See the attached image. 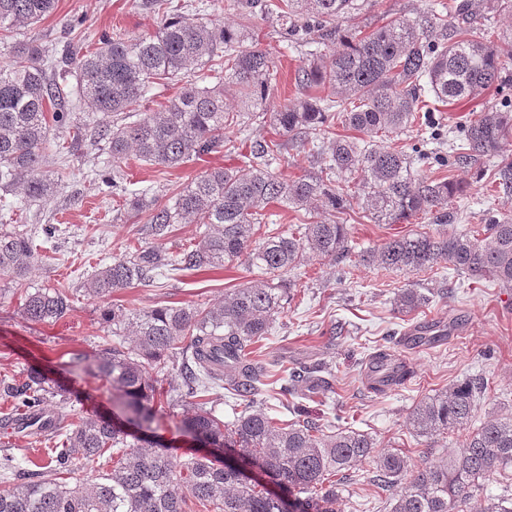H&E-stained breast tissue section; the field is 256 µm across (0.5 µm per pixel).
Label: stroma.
Returning <instances> with one entry per match:
<instances>
[{"mask_svg":"<svg viewBox=\"0 0 512 512\" xmlns=\"http://www.w3.org/2000/svg\"><path fill=\"white\" fill-rule=\"evenodd\" d=\"M436 1L362 0L358 13L342 20L341 27L361 36L406 17L422 25L438 42L445 33L434 17ZM161 15L153 0H58L53 14L15 30L11 38L51 48L64 27L77 19L83 31L92 35L117 25L132 36H148L156 32ZM254 39L274 62L275 78L266 100V109L272 112L298 97L294 76L307 56L303 48L285 46L267 21L258 22ZM424 109L436 127L451 132L488 110L512 112V82L494 84L474 100L450 104L430 101ZM99 155L98 147L88 145L71 157L67 177L50 200L11 212L0 210V231L21 224H58L64 230L57 245H39L28 284L76 289L73 308L55 322H30L23 314L19 292L9 281L0 279V377L8 376L20 384L29 367L41 368L67 391L66 401L52 400L48 410L62 414L68 423L89 414L113 422L118 419L109 388L99 387L95 399L87 400V384L66 371L76 354L93 352L111 339L112 323L104 318L105 310L114 306L131 312L213 304L223 300L229 290L259 276L255 268L236 263L220 270L181 272L152 286L123 289L103 300L80 295L79 287L95 271L141 246L136 234L141 216L118 210L107 188L87 175ZM510 160L512 145L506 146L502 156L478 158L465 169L423 166V174L429 177L468 184L466 194L451 205L458 214L451 231L478 234L489 217L512 218V191L503 190L494 180L495 170ZM238 163L237 155L220 152L190 159L176 168L159 169L132 156L122 169L128 181L154 188L162 195L185 186L208 169ZM431 227L430 217L424 215L410 224H377L357 217L351 230L353 254L340 265L316 259L296 270L293 278L297 286L278 314L271 335L254 346L260 361L279 368L326 362L333 370V389L303 400L309 419L324 424L341 420L372 435L380 449L399 451L416 464L459 450L465 438L461 430L432 441L415 436L408 418L422 398L478 378L484 389L473 425L512 412V288L465 275L445 262L434 271L417 273L384 270L358 261L359 251L377 247L390 237ZM403 288H415L430 296L429 306L409 315L399 313L394 301ZM420 322L439 323L444 338L419 348L396 346L395 353L411 371V380L380 394L367 390V355L385 346L389 336H401L410 325ZM372 470L369 461L349 470L338 488L336 512H386L385 493L368 483Z\"/></svg>","mask_w":512,"mask_h":512,"instance_id":"1","label":"stroma"}]
</instances>
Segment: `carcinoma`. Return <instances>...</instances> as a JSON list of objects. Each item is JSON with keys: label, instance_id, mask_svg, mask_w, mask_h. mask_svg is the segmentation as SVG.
Listing matches in <instances>:
<instances>
[{"label": "carcinoma", "instance_id": "carcinoma-1", "mask_svg": "<svg viewBox=\"0 0 512 512\" xmlns=\"http://www.w3.org/2000/svg\"><path fill=\"white\" fill-rule=\"evenodd\" d=\"M237 21L210 25L200 18L166 16L149 36L130 38L120 30L93 38L68 24L62 46L49 49L19 41L11 46L14 64L0 68V191L22 195L19 205L53 197L61 188L64 165L47 169L44 148L53 131L77 122L65 97L89 112L118 116L146 100L160 80L184 83L182 92L136 121L91 127V145H104L112 171H92L126 208L145 217L142 231L163 240L176 224H203L194 242L168 252L158 246L137 249L98 269L84 284L85 295L112 293L155 281L166 272L222 269L237 260L262 277L224 294L212 306H168L130 314L112 309V335L121 338L69 364L78 379L107 382L112 405L122 416L116 425L89 415L76 424L60 417L50 431L38 424L45 405L62 387L37 368L16 386L0 379V395L12 412L0 418L23 432L55 438L43 470L29 471L12 456L0 457V512H185L192 498L209 512H335L338 483L333 477L359 462L372 461L388 492L387 512H459L462 504L496 473L512 470V414L470 428L481 386L463 381L426 397L412 409L410 429L431 439L445 431H468L459 452L434 463L414 464L398 452L378 453L375 439L352 428L321 425L306 418L281 420L262 398L274 377L251 358V346L271 334L276 316L295 281L288 274L313 258L344 260L351 251L350 225L331 219L310 221L286 231L269 225L266 209L279 204L295 211L317 204L343 214L357 200L377 224L408 222L430 215L448 224V206L465 185L430 179L419 162L465 168L478 157L499 155L512 140V113L482 112L460 131L459 144L441 155L419 149H392L383 139L418 122L426 123L420 103L474 99L507 80L503 56H512V32L495 43L481 29L457 26L436 43L427 30L399 18L359 38L338 23L359 9L357 0H230ZM56 0H0V28L34 25L51 15ZM279 26L282 41L326 47L312 53L296 84L307 90L275 112L265 111L273 78L268 51L253 45L256 18ZM212 76H196L195 68ZM75 79L70 85L69 78ZM236 89L238 110L224 108V87ZM261 119L274 136L251 143L234 168H213L173 191L166 202L152 189H133L120 163L134 154L147 165L175 168L191 157L234 153L224 130ZM355 136L319 134L335 126ZM85 140L77 128L70 143L57 145L62 161ZM309 147L318 170L288 178L272 165L284 142ZM346 174L344 182L333 179ZM35 235L28 230L0 233V278L21 290L23 313L34 322H53L73 308L68 291L26 287L36 260ZM361 262L384 270L430 271L442 261L473 277L512 286V219L491 218L483 236L443 231L395 235L375 249L359 252ZM430 303L414 288L397 296V309L410 313ZM188 342L181 382L169 387V405H190L181 429L211 448L210 455L176 461L159 430L166 414L158 405L159 374L178 344ZM371 388L384 392L407 381L392 354L368 355ZM290 396L326 392L333 373L324 363L301 365L281 378ZM224 389L241 410L231 420L217 414L210 396ZM110 469L93 479L78 475L76 461Z\"/></svg>", "mask_w": 512, "mask_h": 512}]
</instances>
